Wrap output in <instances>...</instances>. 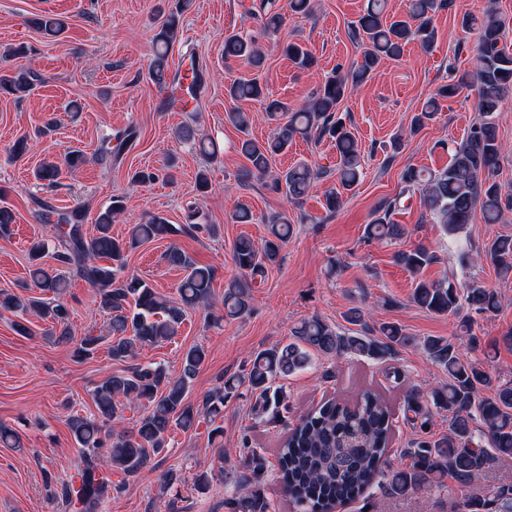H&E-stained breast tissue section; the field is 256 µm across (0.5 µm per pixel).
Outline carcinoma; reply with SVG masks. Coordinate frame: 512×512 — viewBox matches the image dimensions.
I'll return each instance as SVG.
<instances>
[{"mask_svg": "<svg viewBox=\"0 0 512 512\" xmlns=\"http://www.w3.org/2000/svg\"><path fill=\"white\" fill-rule=\"evenodd\" d=\"M189 0H173L162 12L163 22L153 36L154 57L149 75L160 88L187 87L190 98L197 100L202 74L195 64L182 74H168V56L180 37V19ZM443 7L439 0H409L408 19L387 22L384 0H369L365 13L351 28L353 42L361 49V62L343 75L325 81L311 102L296 112L273 98L257 80H232L225 91L233 102L252 100L260 111L271 116L288 113L271 141L260 143L246 137L250 114L237 108L226 113V120L245 135L240 153L247 160L242 178L264 179L270 176L273 157L293 144L297 138L334 141L339 155L336 178L339 189L326 195V209L339 207L342 194L351 190L360 177L361 156L356 140L339 105L351 91L365 83L385 59H397L405 45L418 40L426 47L435 39L432 12ZM463 24L476 26L479 39L476 53L475 80L478 91V118L471 125L466 140L453 151L448 166L441 171L425 172L407 167L401 175L399 193L384 200L376 217L365 227L369 240L388 243L403 235L401 225L392 216L403 206L404 198L419 193L430 222L442 226L448 238L460 235L474 212L481 213L487 224L501 221L504 211L512 210V196L503 195L494 180L502 145L498 140L494 113L505 94L512 89V52L502 42L504 29L493 8L484 17H468ZM288 58L300 67L314 63L312 54L297 43L284 47ZM224 55L245 60L255 68L263 66V56L254 41L230 35L224 39ZM40 77L23 70L0 81V91L19 94L34 89ZM462 86L450 82L440 86L424 101L414 116L415 132L435 119L441 111L439 100L453 97ZM195 111H189V123L182 128L185 140L195 141L198 150L214 161L218 158L213 142L196 137L192 128ZM115 145L105 148L100 158L120 157L135 139L132 129L113 136ZM86 163L80 150H72L61 160H48L37 170V178L49 186L59 184L65 169ZM323 171L300 162L276 175L271 187L297 200L313 188ZM124 210L123 200L112 199L95 218L96 234L84 230L80 208L58 211L48 207L38 214L41 221L53 225L55 242L38 239L29 246L30 276L40 296L20 297L0 290V308L15 313V331L26 336L27 316L37 315L51 320V334L73 345V356L79 361L94 357L100 348L107 349L112 359L125 361L137 351L159 347L178 334L188 311L212 308L214 273L198 264L185 250L170 243L166 261L185 272L178 286L179 300L172 301L147 281L125 274L128 253L141 245L172 239L188 230L213 235L212 224L197 222L196 210L189 209L187 224H172L161 215L149 216L132 227L128 237L112 236V224ZM294 227L288 215H278L267 227V236L259 246L241 238L233 250V260L240 275L224 287L223 320H235L251 312L252 290L256 278L263 277L275 265ZM51 257L57 267L48 269L44 259ZM484 257L505 275L512 272V237L498 236L485 245ZM395 261L414 278L412 300L419 308L437 315L451 314L460 319V327L471 331L472 314H492L499 308L497 295L479 282L459 289L447 279L430 281L422 272L436 262V256L424 246L399 251ZM73 268L90 287L96 289L99 308L111 314L105 336L79 335L71 322L67 305L57 299L66 281L57 268ZM364 308L355 306L346 314L349 322L363 326L359 332L340 333L320 317L300 319L290 331L288 342L252 353L243 374L231 376L224 384L193 407L187 402V391L207 351L194 345L182 354V369L171 376L162 364H137L123 374L107 377L93 390L97 415L79 414L66 418L70 432L79 447L80 461L74 473L61 482L53 494L60 512H100L112 498V474L126 482L138 477L152 457L167 447L172 428L191 429L196 419L205 416L213 424L211 442L224 437V402L231 398L254 396L253 414L273 423L288 421V395L277 380L285 379L311 367L317 357H362L377 362L391 359L397 348L414 342L405 329L394 323H383L377 335L364 330ZM426 358L448 372V383L433 387L426 397L411 391L406 395L403 421L418 436L396 449V461L388 458L395 429V413L378 392L365 390L348 401L329 398L320 401L296 419L279 449L277 466L283 489L295 512H331L338 505L359 500L366 489L378 483L390 498L402 499L418 491L443 492L451 479L466 488L481 479L497 462L512 458V380L504 381L489 371L484 362L463 355L451 339L429 336L419 342ZM127 403L147 407L130 429L116 431L113 421L122 415ZM448 412V433L437 435L432 427V410ZM246 450L243 470L220 468L225 484L231 490L224 494V512H274L266 476L270 461L262 449L253 448L248 436L242 437ZM178 471L167 470L159 479V494L167 496L166 509L178 510ZM454 512H512V483H499L481 495L465 496L454 505Z\"/></svg>", "mask_w": 512, "mask_h": 512, "instance_id": "cac0c4a2", "label": "carcinoma"}]
</instances>
